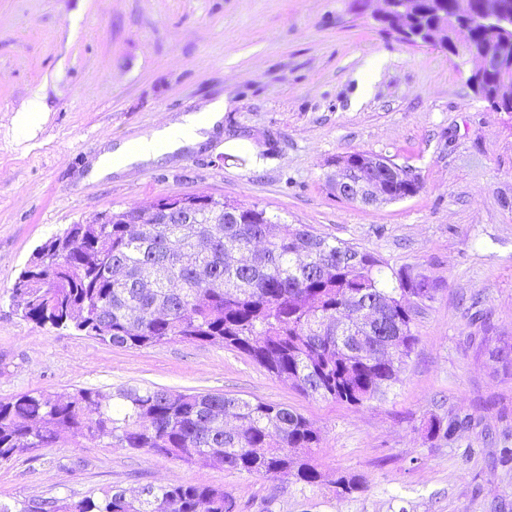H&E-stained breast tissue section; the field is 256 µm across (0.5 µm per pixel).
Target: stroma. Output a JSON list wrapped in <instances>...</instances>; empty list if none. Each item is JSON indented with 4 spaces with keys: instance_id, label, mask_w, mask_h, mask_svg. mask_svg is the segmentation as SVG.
<instances>
[{
    "instance_id": "obj_1",
    "label": "stroma",
    "mask_w": 512,
    "mask_h": 512,
    "mask_svg": "<svg viewBox=\"0 0 512 512\" xmlns=\"http://www.w3.org/2000/svg\"><path fill=\"white\" fill-rule=\"evenodd\" d=\"M353 0H0V400L42 389L156 384L284 404L319 431L328 477L362 491L256 478L62 438L0 466V500L134 494L148 484L221 487L238 512H512V116L471 88L469 60L381 34ZM45 116L15 122L32 93ZM201 140L102 178L106 150L210 102ZM385 156L422 181L365 206L326 184L336 157ZM209 194L409 269L435 291L418 342L385 397L346 406L304 396L245 355L175 342L132 349L24 318L12 288L33 249L105 211ZM467 416L453 441L432 417Z\"/></svg>"
}]
</instances>
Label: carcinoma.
Wrapping results in <instances>:
<instances>
[{
  "instance_id": "1",
  "label": "carcinoma",
  "mask_w": 512,
  "mask_h": 512,
  "mask_svg": "<svg viewBox=\"0 0 512 512\" xmlns=\"http://www.w3.org/2000/svg\"><path fill=\"white\" fill-rule=\"evenodd\" d=\"M456 0H424L406 16L418 32H446L462 18ZM500 62L487 95L512 105V33L471 27L470 44ZM418 178L390 183L393 200L416 196ZM140 218L141 224L132 220ZM434 288L408 270L386 273L371 252L268 216L258 205L224 201V223L205 207L186 224L158 211H106L71 224L38 246L13 287L23 317L71 328L116 347L171 342L221 345L248 356L273 378L308 397L358 406L399 381L417 336L421 302ZM373 308L366 329L360 303ZM467 423L433 417L427 438L450 439ZM91 436L114 448L222 466L255 477L283 475L304 486L325 483L342 497L363 482L326 481L313 460L318 431L293 409L223 392H177L155 384L112 390H36L0 401V465L53 445L60 434ZM220 488L153 486L137 496L114 487L100 497L1 502L0 512H236Z\"/></svg>"
}]
</instances>
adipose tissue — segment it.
<instances>
[{"label": "adipose tissue", "mask_w": 512, "mask_h": 512, "mask_svg": "<svg viewBox=\"0 0 512 512\" xmlns=\"http://www.w3.org/2000/svg\"><path fill=\"white\" fill-rule=\"evenodd\" d=\"M224 107V100H216L205 109L187 115L180 124L163 127L155 130L151 136L105 151L92 169L93 177H105L133 163L157 158L199 140L202 130L220 120Z\"/></svg>", "instance_id": "ef3b65f1"}]
</instances>
